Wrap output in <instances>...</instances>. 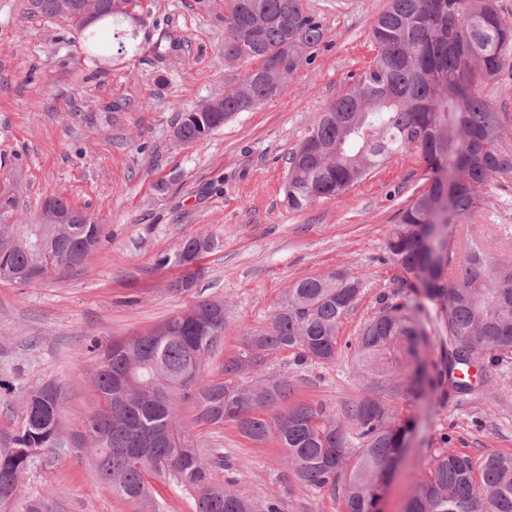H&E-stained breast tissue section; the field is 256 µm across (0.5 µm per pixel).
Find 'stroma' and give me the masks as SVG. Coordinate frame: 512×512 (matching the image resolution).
<instances>
[{
	"label": "stroma",
	"mask_w": 512,
	"mask_h": 512,
	"mask_svg": "<svg viewBox=\"0 0 512 512\" xmlns=\"http://www.w3.org/2000/svg\"><path fill=\"white\" fill-rule=\"evenodd\" d=\"M388 0H304L327 35L280 97L241 112L207 138L174 136L181 113L223 97L245 64L224 63V0H141L138 50L88 53L74 28L31 13L28 0H0V193L15 200L19 223H33L46 197L85 211L103 229L102 245L79 267L33 285L0 281V432L16 429L27 391L52 382L63 392L66 431L98 403L88 373L96 346L146 331L198 298L223 301L229 322L204 363L224 379L226 356L243 327L267 326L288 286L345 271L363 282L344 317L340 341H353L399 287L385 241L399 212L428 181L420 154L391 156L345 193L289 210L285 183L292 152L317 116L345 94L377 51L371 26ZM171 41L164 54L154 45ZM475 92L495 108L512 142V51L502 74L478 79ZM477 219L486 247L512 255L497 236L512 225V175L483 190ZM216 248L202 260L196 290L173 291L180 268L159 266L193 236ZM350 350L333 364L296 366L288 352L266 369L287 374L294 401L320 405L336 419L369 397ZM469 394L424 400L408 390L387 397L392 412L416 422L388 484L384 512H405L415 483L439 452L479 460L512 455V361L485 366ZM179 418L203 456L223 454L211 477L232 482L257 504L280 512H342V496L300 484L275 441L254 443L235 424L198 422L195 397L176 395ZM45 512H135L100 483L90 452L70 447L38 460L24 475L19 505Z\"/></svg>",
	"instance_id": "35a3bbf8"
}]
</instances>
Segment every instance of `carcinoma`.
<instances>
[{
	"instance_id": "carcinoma-1",
	"label": "carcinoma",
	"mask_w": 512,
	"mask_h": 512,
	"mask_svg": "<svg viewBox=\"0 0 512 512\" xmlns=\"http://www.w3.org/2000/svg\"><path fill=\"white\" fill-rule=\"evenodd\" d=\"M32 13L74 27L88 50L102 36L134 34L123 29L140 0H102L103 26L90 28L60 0H30ZM224 63L252 62L224 97L181 115L183 143L197 141L238 112L254 110L283 94L287 82L326 38L322 24L303 0H224ZM379 46L372 64L315 120L292 152L285 194L288 208L343 194L389 157L415 149L429 184L399 213L385 248L404 274L402 283L421 302L383 300L356 337L353 363L374 397L348 408V423L321 406L292 405L288 376L264 373L267 357L287 351L294 362L333 364L341 357L338 331L353 308L362 282L330 272L300 279L286 289L287 302L269 325L245 330L243 347L224 358V381L205 383L203 362L219 346L226 313L204 317L209 300L132 336L112 338L90 375L99 409L73 434L91 448L97 476L120 498L144 504L149 477L170 478L194 490L195 512H255L232 488L211 479V462L177 417L172 396L196 371L198 421L212 427L233 423L251 441L275 440L295 478L313 488L343 486L345 512H380L379 500L392 466L416 427L398 419L380 396L402 387L430 398L449 385L469 393L467 370L481 358L496 364L512 358V259L476 241L448 250L446 264L433 261L429 226L448 229L477 216L483 189L498 176L512 175V144L503 137L491 103L473 91L476 76L493 80L512 48V22L497 0H389L373 22ZM14 200L0 197V270L29 285L61 269L84 263L100 247L101 225L13 224ZM41 233L46 250L23 243ZM195 239L159 260L183 269L175 284L189 291L202 277ZM437 309L448 334L441 361L429 360L431 338L420 314ZM474 336L478 346L465 347ZM61 388L48 383L28 392L20 426L0 437V512H14L23 475L43 454L68 445L62 424ZM357 447H348L346 428ZM411 512H512V455L491 453L479 464L441 452L415 486Z\"/></svg>"
}]
</instances>
